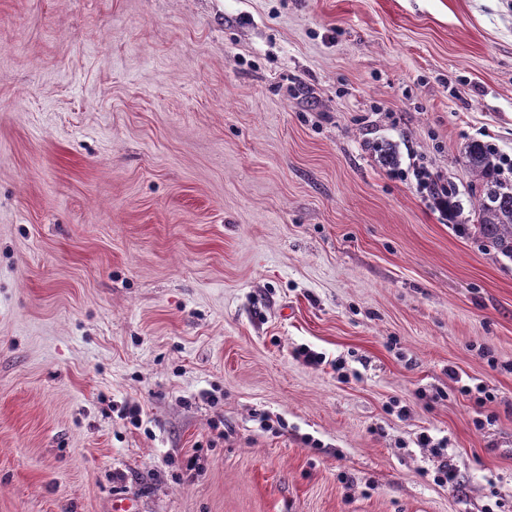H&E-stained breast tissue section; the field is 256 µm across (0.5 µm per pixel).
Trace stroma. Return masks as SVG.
<instances>
[{
  "label": "stroma",
  "instance_id": "1",
  "mask_svg": "<svg viewBox=\"0 0 512 512\" xmlns=\"http://www.w3.org/2000/svg\"><path fill=\"white\" fill-rule=\"evenodd\" d=\"M473 140L512 0H0V512H512Z\"/></svg>",
  "mask_w": 512,
  "mask_h": 512
}]
</instances>
